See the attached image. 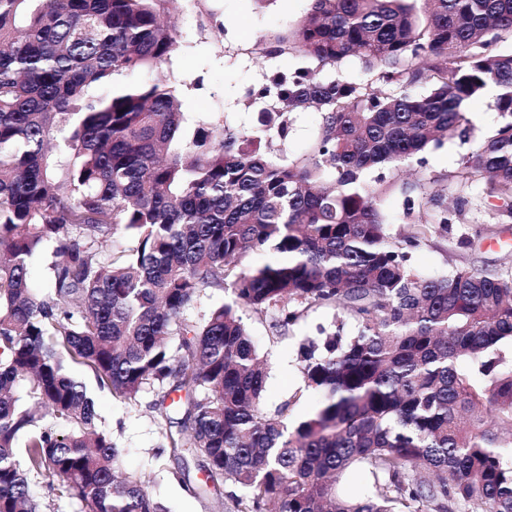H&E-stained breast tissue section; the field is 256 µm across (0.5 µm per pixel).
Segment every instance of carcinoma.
<instances>
[{
    "instance_id": "1",
    "label": "carcinoma",
    "mask_w": 512,
    "mask_h": 512,
    "mask_svg": "<svg viewBox=\"0 0 512 512\" xmlns=\"http://www.w3.org/2000/svg\"><path fill=\"white\" fill-rule=\"evenodd\" d=\"M184 0H0V512H42L54 481L81 512H167L119 476L84 367L127 404L155 396L164 448L191 455L233 512H512V272L427 277L412 253L493 201L512 223V0H310L255 54L271 72L257 124L188 119L169 68ZM349 56L366 83L320 70ZM502 117L451 180L401 188L406 234L381 209L383 173L468 130L489 89ZM317 134L293 159L292 114ZM48 243L54 297L28 287ZM277 259L260 265L250 255ZM209 290L229 303L187 317ZM314 306L341 314L299 346L317 409L263 405L267 374L243 312L288 333ZM357 333L342 335L344 319ZM177 419L170 416L167 400ZM366 475L359 497L338 492Z\"/></svg>"
}]
</instances>
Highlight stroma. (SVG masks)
<instances>
[{"instance_id": "stroma-1", "label": "stroma", "mask_w": 512, "mask_h": 512, "mask_svg": "<svg viewBox=\"0 0 512 512\" xmlns=\"http://www.w3.org/2000/svg\"><path fill=\"white\" fill-rule=\"evenodd\" d=\"M309 8V0H274L265 9L259 8L255 0H189L176 20L185 48L172 64L183 112L192 119L222 112L232 124H250L253 114L247 106L249 92L262 81L263 63L253 54L256 43L294 27ZM215 24L224 27L222 39H215L210 31ZM466 111L471 124L467 140L454 139L430 151L424 165L393 171V181L441 182L457 171L476 141L501 121L490 92L469 101ZM412 264L426 276L456 268L512 271V224H492L485 213L469 211L463 223L451 225L448 233L434 235L415 250ZM334 317V310L313 307L284 336L273 334L258 317H246L252 339L269 365L266 403L272 408L291 400L289 422L310 415L320 402L316 393L304 388L299 345L305 338L317 336L320 329L331 328ZM93 396L104 426L111 430L121 450L124 472L144 479L149 491L169 512H221L217 500L195 497L185 490L182 476L194 481L201 474L192 458L176 459L163 452L160 417L151 408L149 398L132 406L107 391H94Z\"/></svg>"}]
</instances>
